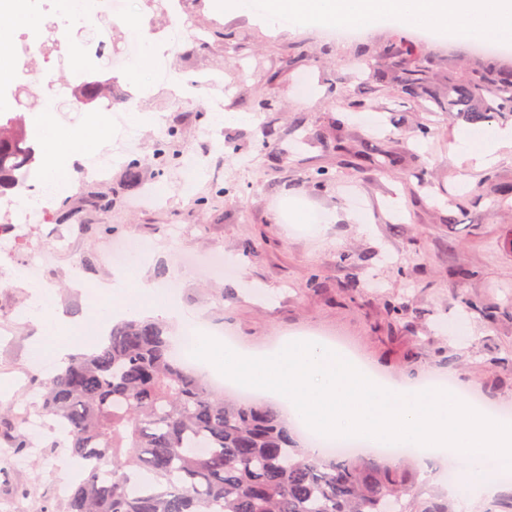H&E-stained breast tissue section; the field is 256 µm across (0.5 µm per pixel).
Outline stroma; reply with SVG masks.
I'll return each instance as SVG.
<instances>
[{"label":"stroma","mask_w":512,"mask_h":512,"mask_svg":"<svg viewBox=\"0 0 512 512\" xmlns=\"http://www.w3.org/2000/svg\"><path fill=\"white\" fill-rule=\"evenodd\" d=\"M144 11L156 45L164 46L174 75L203 73L215 82L196 93L149 84L129 87L123 72H112V108L123 118L140 112L152 123L130 126L135 142L128 157L116 158L111 173L91 181L74 172L68 198L80 223L95 224L83 210L86 191L118 187L127 158L139 160L145 183L156 181L155 147L163 124L179 134L169 151L179 160L164 178L167 201L137 204V192L116 197L107 217L112 230L79 235L56 246L42 285L52 288L57 308L81 319L92 337L98 318L90 292L74 288L73 265L93 256L91 279L111 277L107 246L152 238L154 255L144 278L174 292L180 305L204 323L228 332L250 350L276 346L284 336L313 334L359 353L384 378L414 385L432 376L453 377L467 393L490 406L512 407V149L479 168L456 157L452 147L463 130L453 113L428 100L395 91L371 90L357 73V43L377 47L395 30L379 18L365 34L328 33L324 20L305 18L283 27L267 16L224 11L214 0H182L188 25L177 44H165L177 18L156 0H135ZM34 13L38 35L58 38V51L32 63L40 80L18 89L15 112L34 124L51 88L71 77L73 55L81 54L96 28H110L112 45L122 48L129 31L75 23L56 0H41ZM221 24L223 39L209 38L193 50L195 34ZM278 73L277 82L266 80ZM237 113L234 121L224 120ZM280 136L275 150L263 148L264 131ZM430 130L427 138L418 127ZM346 158L364 157L359 171L336 161V143ZM386 153L399 156L381 168ZM196 159V184L186 187L181 164ZM233 184L235 193L196 204L212 186ZM332 224L318 235L307 224L324 215ZM55 224L32 213L14 253H0V512H65V489L73 477L68 448L43 431L18 448L20 408L36 411L33 378L48 380L55 367H35L31 347L37 329L28 313L31 279H19L18 258L51 241ZM220 252L239 266L238 277L203 278L182 262ZM480 310H465L461 297ZM401 315H392L390 306ZM449 512H512V480L493 494L449 495Z\"/></svg>","instance_id":"1"}]
</instances>
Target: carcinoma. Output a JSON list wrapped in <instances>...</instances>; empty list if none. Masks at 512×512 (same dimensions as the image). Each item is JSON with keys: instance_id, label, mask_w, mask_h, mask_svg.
I'll return each mask as SVG.
<instances>
[{"instance_id": "cac0c4a2", "label": "carcinoma", "mask_w": 512, "mask_h": 512, "mask_svg": "<svg viewBox=\"0 0 512 512\" xmlns=\"http://www.w3.org/2000/svg\"><path fill=\"white\" fill-rule=\"evenodd\" d=\"M365 75L383 88L432 99L467 123L512 118V62L472 53L461 67L434 64L428 47L397 32L377 51L355 47ZM112 82L88 83V103ZM38 151L19 116L0 112V197L24 185ZM139 161L123 189L140 186ZM112 190L82 207L106 216ZM42 413L70 456L93 466L72 483L68 512H448V497H412L390 459L314 455L295 445L281 411L261 399L219 396L173 358L163 324H113L98 349L71 358L46 384Z\"/></svg>"}]
</instances>
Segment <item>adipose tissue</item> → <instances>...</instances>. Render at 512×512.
I'll return each instance as SVG.
<instances>
[{"label":"adipose tissue","mask_w":512,"mask_h":512,"mask_svg":"<svg viewBox=\"0 0 512 512\" xmlns=\"http://www.w3.org/2000/svg\"><path fill=\"white\" fill-rule=\"evenodd\" d=\"M283 15L337 20L361 31L375 19L389 16L411 28L446 24L451 31L463 32L468 43L512 42V0H272L270 18ZM99 133L95 124L87 126L78 137L48 123L40 125V138L53 157L44 171L45 194L61 199L68 195L76 155L92 146ZM505 148H512V128L471 127L463 130L456 151L476 165L488 166ZM99 292L103 297L100 309L111 311L116 321L143 311L162 315L180 328L189 320L171 294L143 281L136 263L114 273L110 281L100 284Z\"/></svg>","instance_id":"1"}]
</instances>
